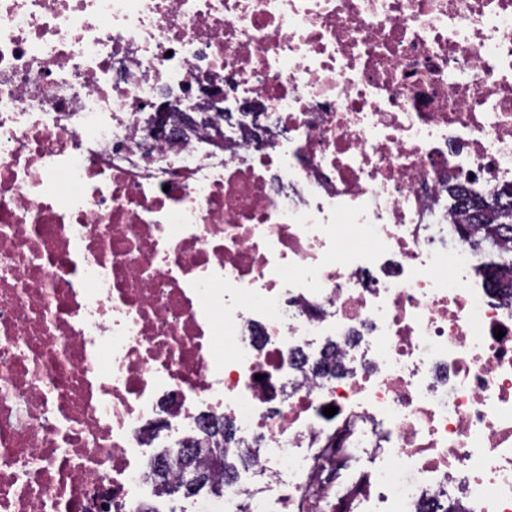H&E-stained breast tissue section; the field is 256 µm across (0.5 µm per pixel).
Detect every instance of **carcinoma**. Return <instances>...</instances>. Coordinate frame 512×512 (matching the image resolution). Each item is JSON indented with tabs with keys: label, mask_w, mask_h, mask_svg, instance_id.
<instances>
[{
	"label": "carcinoma",
	"mask_w": 512,
	"mask_h": 512,
	"mask_svg": "<svg viewBox=\"0 0 512 512\" xmlns=\"http://www.w3.org/2000/svg\"><path fill=\"white\" fill-rule=\"evenodd\" d=\"M449 197L462 204L467 223L456 228L458 236L465 241L486 243L487 261L477 267L478 274L498 283L501 278L512 271V250L499 248L502 237L512 234V190L487 195L472 188L453 186L448 188ZM236 441L235 432L229 425H224V438L221 443L213 440V435L206 434L203 446L192 455L165 454L164 473H155L161 491L165 495L176 493V487L182 471L189 465L206 470L210 474L208 490L217 495L223 491L224 483L236 476L237 464H249L253 458L248 454L229 457L226 449ZM219 450L223 454V465L213 466L211 457Z\"/></svg>",
	"instance_id": "cac0c4a2"
}]
</instances>
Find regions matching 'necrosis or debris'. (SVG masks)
Returning a JSON list of instances; mask_svg holds the SVG:
<instances>
[{
  "instance_id": "necrosis-or-debris-1",
  "label": "necrosis or debris",
  "mask_w": 512,
  "mask_h": 512,
  "mask_svg": "<svg viewBox=\"0 0 512 512\" xmlns=\"http://www.w3.org/2000/svg\"><path fill=\"white\" fill-rule=\"evenodd\" d=\"M455 184L512 185V0H0V512H141L207 415L255 464L191 512H512Z\"/></svg>"
}]
</instances>
